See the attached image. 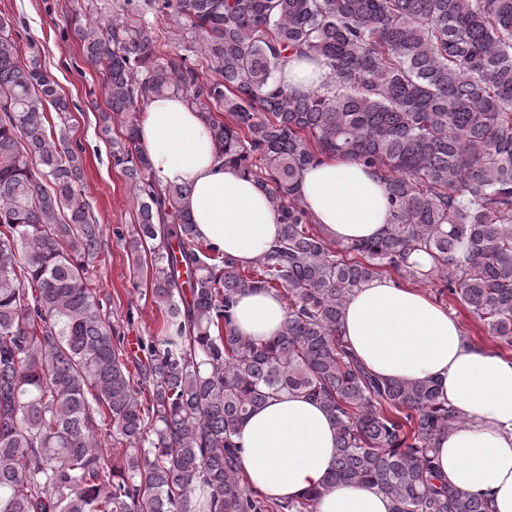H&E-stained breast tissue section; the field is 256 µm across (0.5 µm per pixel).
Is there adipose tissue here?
I'll return each mask as SVG.
<instances>
[{"mask_svg": "<svg viewBox=\"0 0 512 512\" xmlns=\"http://www.w3.org/2000/svg\"><path fill=\"white\" fill-rule=\"evenodd\" d=\"M139 137L160 186L186 184L183 205L199 240L247 265L278 238L270 199L249 177L225 166L210 133L182 95L153 98ZM302 200L339 243L384 234L391 215L380 179L359 161L331 157L302 176ZM240 335L268 340L287 319L267 290L241 295L234 309ZM341 333L357 359L386 379L431 380L463 422L435 443V466L449 485L487 499L490 512H512V358L473 343L459 321L421 290L386 276L356 288ZM251 490L266 499H301L322 486L336 456V424L301 392H282L243 423L237 436ZM315 512H392L377 488L339 483Z\"/></svg>", "mask_w": 512, "mask_h": 512, "instance_id": "adipose-tissue-1", "label": "adipose tissue"}]
</instances>
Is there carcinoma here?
<instances>
[{"mask_svg": "<svg viewBox=\"0 0 512 512\" xmlns=\"http://www.w3.org/2000/svg\"><path fill=\"white\" fill-rule=\"evenodd\" d=\"M189 27L182 54L157 21ZM0 16V512H265L244 486L234 441L274 395L302 392L336 423L327 485L283 512H314L338 482L368 483L392 512H487L435 473V439L462 423L430 381L380 379L339 333L354 290L392 268L442 282L512 345V0H115L74 35L101 68L104 130L136 221L128 247L162 311L140 341L139 379L87 267L102 225L79 189L83 148L47 113L69 100L38 55L20 59ZM321 83H282L293 58ZM180 93L224 164L252 177L281 238L248 268L200 242L159 187L139 140L153 97ZM327 155L374 170L391 222L375 240L335 243L301 195ZM422 251L432 266L408 263ZM285 301L281 333L239 335L247 291ZM124 445L122 466L106 441Z\"/></svg>", "mask_w": 512, "mask_h": 512, "instance_id": "cac0c4a2", "label": "carcinoma"}]
</instances>
